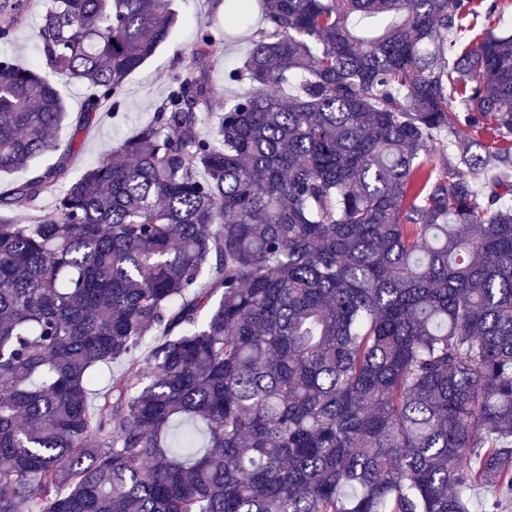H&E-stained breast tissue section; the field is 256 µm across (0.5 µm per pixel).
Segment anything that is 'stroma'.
<instances>
[{
  "instance_id": "1",
  "label": "stroma",
  "mask_w": 512,
  "mask_h": 512,
  "mask_svg": "<svg viewBox=\"0 0 512 512\" xmlns=\"http://www.w3.org/2000/svg\"><path fill=\"white\" fill-rule=\"evenodd\" d=\"M176 4L179 10L177 25L156 55L129 75L125 98L118 113H100L92 126L82 132L75 131L70 124L55 131L56 141L71 149L68 179L79 178L102 151L135 134L152 117L167 94L173 74L186 64L194 51L199 28L209 21L211 15L224 12V0H176ZM44 8V0H27L26 9L18 17L9 37L0 39V55L9 56L22 66L34 61L37 50L33 32ZM268 29L262 14L254 13L245 35L225 42L205 59L206 75L214 89L213 112L222 113L225 100L239 91L238 86L225 84V69L241 66L251 40Z\"/></svg>"
}]
</instances>
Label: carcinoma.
<instances>
[{
    "instance_id": "cac0c4a2",
    "label": "carcinoma",
    "mask_w": 512,
    "mask_h": 512,
    "mask_svg": "<svg viewBox=\"0 0 512 512\" xmlns=\"http://www.w3.org/2000/svg\"><path fill=\"white\" fill-rule=\"evenodd\" d=\"M0 57V512H471L512 506V31L474 0H224L152 119L64 192L175 0H45ZM257 4L249 90L202 136V61ZM24 0H0V37ZM442 158L435 172L431 155ZM151 351L143 340L157 330ZM125 369L92 393L103 365ZM44 0H27L25 11L17 18L8 38L0 39V55H8L17 64L27 66L37 58L33 32L45 4ZM56 86L70 112H80L86 97L85 87L67 78L56 79Z\"/></svg>"
}]
</instances>
